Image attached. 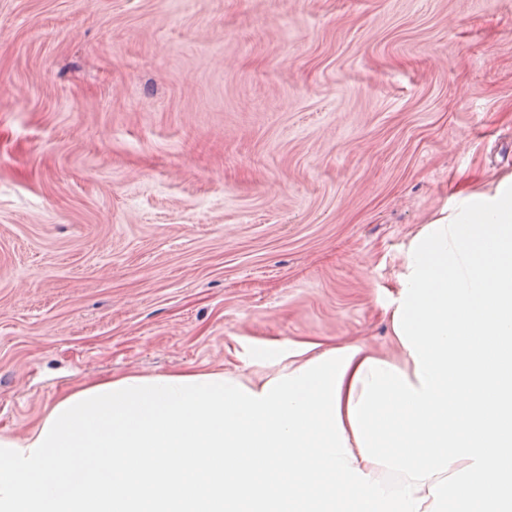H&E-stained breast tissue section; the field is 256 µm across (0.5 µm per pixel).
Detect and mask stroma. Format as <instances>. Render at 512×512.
Returning <instances> with one entry per match:
<instances>
[{"label": "stroma", "mask_w": 512, "mask_h": 512, "mask_svg": "<svg viewBox=\"0 0 512 512\" xmlns=\"http://www.w3.org/2000/svg\"><path fill=\"white\" fill-rule=\"evenodd\" d=\"M512 174V0H0V432L77 385L393 352L413 235Z\"/></svg>", "instance_id": "1"}]
</instances>
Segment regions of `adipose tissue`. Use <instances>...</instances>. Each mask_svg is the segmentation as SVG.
<instances>
[{
  "label": "adipose tissue",
  "mask_w": 512,
  "mask_h": 512,
  "mask_svg": "<svg viewBox=\"0 0 512 512\" xmlns=\"http://www.w3.org/2000/svg\"><path fill=\"white\" fill-rule=\"evenodd\" d=\"M403 268L395 355L306 337L260 376L79 385L0 432V512H512V176Z\"/></svg>",
  "instance_id": "adipose-tissue-1"
}]
</instances>
